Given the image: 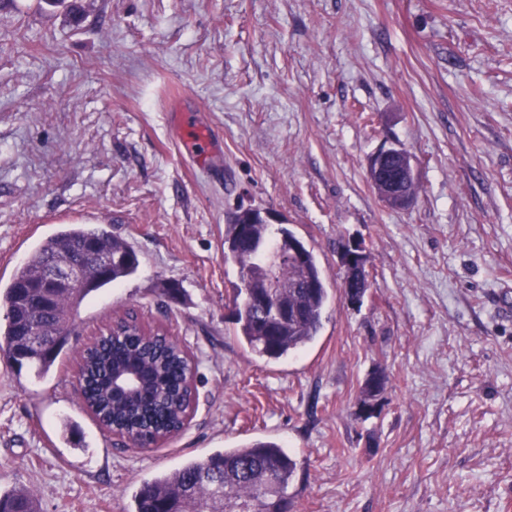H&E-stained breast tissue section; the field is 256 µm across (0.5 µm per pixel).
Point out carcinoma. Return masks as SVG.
<instances>
[{"label":"carcinoma","instance_id":"1","mask_svg":"<svg viewBox=\"0 0 512 512\" xmlns=\"http://www.w3.org/2000/svg\"><path fill=\"white\" fill-rule=\"evenodd\" d=\"M250 213L251 209L239 207L228 214L224 224V261L237 263L241 273L233 320L236 335L253 351L277 360L299 353L316 340L329 292L313 251L293 232L280 229L284 239L303 246L305 259L299 265L285 262L276 268L282 293L300 314L282 329L272 326L252 302L251 288L244 287L246 282L258 287L263 275L254 251L275 244L271 225L248 223ZM88 242L112 257L110 270L103 274L94 263H82V287L56 293L50 309H43V295L36 285L47 261L75 257ZM138 268L136 251L113 237L104 225H61L31 249L0 292V307L6 309L5 323H0V354L12 368L31 363L39 373H48L70 344L72 316L83 301L133 276ZM78 367L85 383L82 404L103 428L133 431L152 440L182 425L187 407L186 350L157 332L143 331L136 316L126 315L116 335L85 347ZM127 368L138 369L148 379V385L134 399L111 386L112 373ZM296 468V461L274 441L226 448L143 482L134 496L132 512H179L184 507L195 512L222 506L288 512L287 489ZM0 512L40 510L32 494L19 488L0 496Z\"/></svg>","mask_w":512,"mask_h":512}]
</instances>
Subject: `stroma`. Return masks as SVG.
Returning a JSON list of instances; mask_svg holds the SVG:
<instances>
[{"label":"stroma","instance_id":"stroma-1","mask_svg":"<svg viewBox=\"0 0 512 512\" xmlns=\"http://www.w3.org/2000/svg\"><path fill=\"white\" fill-rule=\"evenodd\" d=\"M185 110L215 143L204 161ZM391 146L419 171L406 209L368 179ZM240 204L299 237L331 293L317 339L279 360L231 317ZM74 219L140 267L83 302L47 375L0 361V493L129 512L154 475L272 439L297 463L291 512H512V0H0V286ZM349 239L369 274L357 310ZM128 310L198 364L190 423L152 450L75 391L80 345ZM376 370L379 412L357 418ZM365 247L361 242H354L351 244H344L341 251V263L344 268L345 274L349 278L357 277L362 279V274L365 269Z\"/></svg>","mask_w":512,"mask_h":512}]
</instances>
